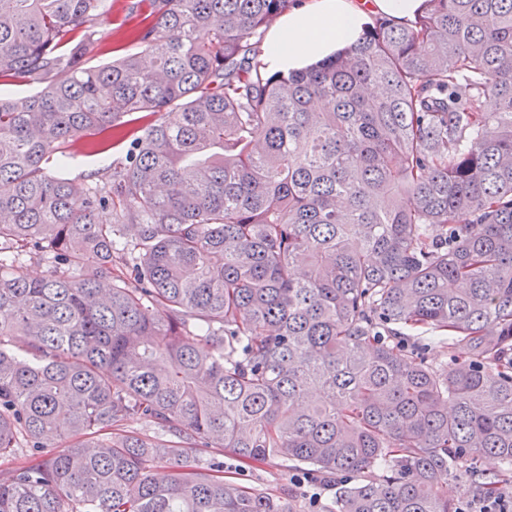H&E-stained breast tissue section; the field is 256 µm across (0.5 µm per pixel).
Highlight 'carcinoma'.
Here are the masks:
<instances>
[{"mask_svg": "<svg viewBox=\"0 0 512 512\" xmlns=\"http://www.w3.org/2000/svg\"><path fill=\"white\" fill-rule=\"evenodd\" d=\"M289 2L130 0L97 68L108 0H0V77L41 85L0 97V458L27 453L0 512H291L192 464L226 449L337 480L325 512H459L442 486L485 456L477 494L512 477V0L271 72ZM79 141L123 149L71 179Z\"/></svg>", "mask_w": 512, "mask_h": 512, "instance_id": "cac0c4a2", "label": "carcinoma"}]
</instances>
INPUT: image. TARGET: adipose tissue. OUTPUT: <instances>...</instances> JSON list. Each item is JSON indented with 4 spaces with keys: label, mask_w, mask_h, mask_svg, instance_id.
Instances as JSON below:
<instances>
[{
    "label": "adipose tissue",
    "mask_w": 512,
    "mask_h": 512,
    "mask_svg": "<svg viewBox=\"0 0 512 512\" xmlns=\"http://www.w3.org/2000/svg\"><path fill=\"white\" fill-rule=\"evenodd\" d=\"M421 7L422 0H293L269 31L261 59L271 71L300 70L355 41L371 20L405 22Z\"/></svg>",
    "instance_id": "ef3b65f1"
}]
</instances>
